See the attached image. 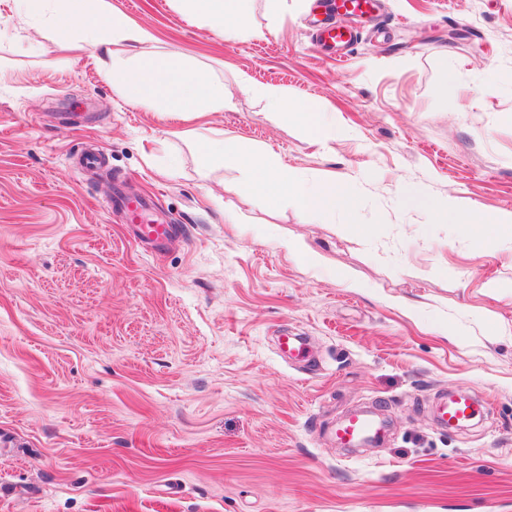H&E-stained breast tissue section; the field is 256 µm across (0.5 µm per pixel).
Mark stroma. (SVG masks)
I'll return each mask as SVG.
<instances>
[{
  "label": "stroma",
  "instance_id": "35a3bbf8",
  "mask_svg": "<svg viewBox=\"0 0 512 512\" xmlns=\"http://www.w3.org/2000/svg\"><path fill=\"white\" fill-rule=\"evenodd\" d=\"M108 2L154 29L135 54L223 80L231 105L207 126L306 179L350 176L361 204L324 220L270 207L232 160L177 138L183 121L129 105L95 49L32 48L30 21L0 4V512H512V335L481 319L512 324V238L481 243L405 197L512 210V0H382L363 16L251 0V41L177 0ZM317 20L355 31L347 57ZM242 72L319 105L335 138L280 121ZM117 178L175 242L132 240L107 207ZM282 237L324 264L307 270ZM285 334L306 358L280 354ZM458 391L481 414L440 427L433 402ZM361 406L385 442L338 447L331 431ZM277 245L300 259L308 268H318L324 263L323 256L297 239L280 238Z\"/></svg>",
  "mask_w": 512,
  "mask_h": 512
}]
</instances>
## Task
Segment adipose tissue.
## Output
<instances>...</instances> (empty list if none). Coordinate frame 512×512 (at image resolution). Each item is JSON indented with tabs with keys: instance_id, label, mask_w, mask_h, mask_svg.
I'll return each mask as SVG.
<instances>
[{
	"instance_id": "1",
	"label": "adipose tissue",
	"mask_w": 512,
	"mask_h": 512,
	"mask_svg": "<svg viewBox=\"0 0 512 512\" xmlns=\"http://www.w3.org/2000/svg\"><path fill=\"white\" fill-rule=\"evenodd\" d=\"M186 15L205 21L224 31L225 38L247 40L257 29L249 17L250 0H178ZM19 16L39 22L51 41L62 50L93 47L104 55L101 71L111 79L116 92L128 103L164 108L175 117L189 113L220 112L229 105L223 82L210 72L173 54L133 57L131 46L155 41L151 29L129 23L112 13L106 0H9ZM240 89L254 92L282 120L300 123L308 137L325 143L336 128L325 125L318 110L303 105L277 84H254L247 73L237 78ZM206 160L223 159L232 151L246 171L251 191L264 200L291 199L307 216L324 218L337 209L354 211L359 201L350 191L348 176L324 177L305 183L282 167L274 155L243 140L226 141L219 131L200 126L182 132ZM432 215L452 224L467 225L484 239L512 232V211L482 214L466 198L448 196L431 201Z\"/></svg>"
}]
</instances>
